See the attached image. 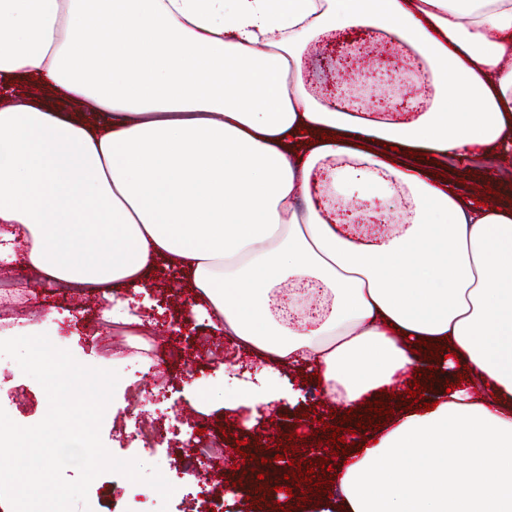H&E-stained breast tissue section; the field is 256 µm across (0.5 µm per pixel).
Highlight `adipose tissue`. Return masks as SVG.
<instances>
[{
    "instance_id": "ef3b65f1",
    "label": "adipose tissue",
    "mask_w": 512,
    "mask_h": 512,
    "mask_svg": "<svg viewBox=\"0 0 512 512\" xmlns=\"http://www.w3.org/2000/svg\"><path fill=\"white\" fill-rule=\"evenodd\" d=\"M347 28L399 56L386 106L308 83ZM490 153L512 161V0H0V242L23 265L111 303L175 266L274 364L232 408L291 364L344 413L420 367L452 384L357 439L308 512H512V186L477 205L447 164Z\"/></svg>"
}]
</instances>
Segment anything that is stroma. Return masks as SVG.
Returning <instances> with one entry per match:
<instances>
[{
  "label": "stroma",
  "mask_w": 512,
  "mask_h": 512,
  "mask_svg": "<svg viewBox=\"0 0 512 512\" xmlns=\"http://www.w3.org/2000/svg\"><path fill=\"white\" fill-rule=\"evenodd\" d=\"M0 271L17 283L0 302V339L12 337L13 325L33 326L81 364L119 372L112 412L101 425L102 442L113 456L164 471L171 453L192 457L188 438L200 428L225 430L231 440L249 439L254 448L282 447L296 432L304 446L291 457L307 469L313 463L310 449L319 439H331L316 414L323 399L319 387L295 368H283L281 375L299 390L296 401L273 402L257 415L244 407L225 409V396L236 392L233 380L224 376L225 363L242 364L254 376L264 363L193 312V298L177 270H165L157 288L141 299L143 325L120 328L102 321L100 293H60L38 271L5 257ZM0 408L22 426L39 423L48 411L43 387L8 357L0 359ZM139 420L145 431L136 430Z\"/></svg>",
  "instance_id": "35a3bbf8"
}]
</instances>
